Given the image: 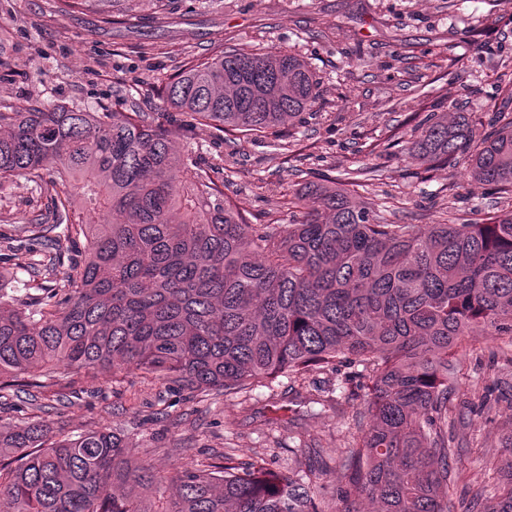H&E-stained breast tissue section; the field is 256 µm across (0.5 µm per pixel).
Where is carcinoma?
Returning <instances> with one entry per match:
<instances>
[{
  "instance_id": "carcinoma-1",
  "label": "carcinoma",
  "mask_w": 512,
  "mask_h": 512,
  "mask_svg": "<svg viewBox=\"0 0 512 512\" xmlns=\"http://www.w3.org/2000/svg\"><path fill=\"white\" fill-rule=\"evenodd\" d=\"M92 6L112 0H56L62 16ZM319 84L296 54L229 48L162 87L177 110L164 120L41 102L0 111V187L35 183L57 216L31 225V241L86 240L46 296L0 287V392L60 367L139 371L203 398L360 366V435L333 512H512V456L490 463L499 479L483 498L448 501L461 478L448 351L471 336L512 339V214L375 224L341 183L304 187L292 224H254L195 155L172 152L189 124L279 137L314 111ZM509 103L484 132L462 112L430 114L410 155L450 167L465 157L469 179L512 195ZM219 458L156 472L108 428L69 435L24 417L0 423V512H318L314 471Z\"/></svg>"
}]
</instances>
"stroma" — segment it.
<instances>
[{
	"instance_id": "35a3bbf8",
	"label": "stroma",
	"mask_w": 512,
	"mask_h": 512,
	"mask_svg": "<svg viewBox=\"0 0 512 512\" xmlns=\"http://www.w3.org/2000/svg\"><path fill=\"white\" fill-rule=\"evenodd\" d=\"M228 46L295 53L320 81L319 104L287 148L272 137L223 141L201 124L177 142L257 223L295 220L304 186L350 172L359 175L356 194L373 219L389 224H438L451 215L484 224L512 211L511 196L468 180L464 164L430 168L407 155L430 113L463 112L482 128L489 105L512 88V0H115L111 15L65 17L55 0H0V110L38 101L162 112V83ZM52 220L34 184L0 187V286L23 285L31 298L61 287L60 273L32 267L23 233ZM500 345L476 336L452 355L461 368L450 406L463 472L448 491L452 499L483 491L487 459L505 453L500 430L512 419V363ZM355 373L282 375L205 401L138 374L59 373L31 388L24 409L33 417L50 407V421L67 433L116 429L126 447L164 472L198 468L231 449L242 462L260 454L273 470L304 473L319 466L313 451L323 448L332 453L319 479L328 502L355 428L350 416L308 399L354 392Z\"/></svg>"
}]
</instances>
